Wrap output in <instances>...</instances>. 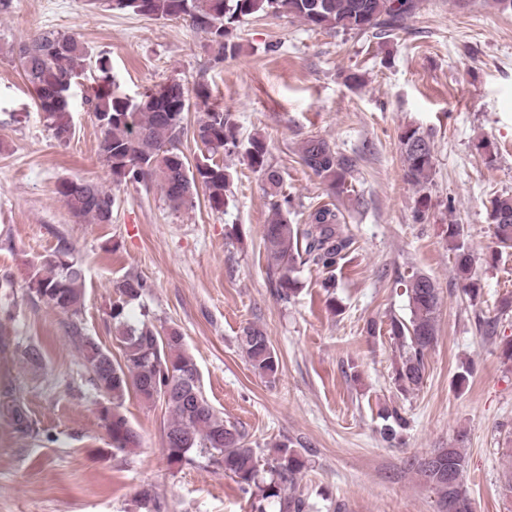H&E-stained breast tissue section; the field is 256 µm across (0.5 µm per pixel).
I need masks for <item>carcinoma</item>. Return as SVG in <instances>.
Segmentation results:
<instances>
[{
    "label": "carcinoma",
    "instance_id": "carcinoma-1",
    "mask_svg": "<svg viewBox=\"0 0 512 512\" xmlns=\"http://www.w3.org/2000/svg\"><path fill=\"white\" fill-rule=\"evenodd\" d=\"M110 10L129 11L154 19H182L203 35L212 61L221 64L240 51L236 31L243 21L257 14L288 13L314 29L356 31L385 35L402 28L415 14L419 0H105ZM89 58L88 48L73 35L41 31L18 48V61L32 86L36 105L56 141L66 144L73 135L72 89ZM104 85L88 100L100 130L99 156L112 175V182L155 184L170 208L178 211L193 206L197 187L204 188L210 208L226 206L232 175L215 161L218 154L243 153L248 165L264 177L271 198L270 215L263 226L265 249L275 261L274 288L288 302L300 292L294 273L299 268L324 275L321 287H336V270L354 251L355 241L343 228L338 211L319 206L304 224L290 221L291 202L281 196L280 173L268 161V145L260 135L242 141L231 114L209 102L206 88L194 90L195 105L202 112L193 127V139L206 153L194 168L186 165L177 144L184 135L182 114L190 108L188 91L175 83L171 90L147 88L132 100L112 87L107 58L97 60ZM405 178L423 185L433 170V144L420 128L408 126L400 135ZM300 158L305 167L338 191L347 188L355 159L336 151L324 139L303 142ZM56 193L69 213L78 220L109 224L116 197L84 179L62 178ZM490 223L501 247L512 248V195L491 200ZM448 246L454 253L456 279L473 297L477 296L474 257L464 226L448 225ZM75 248L60 237L55 248L43 257L40 268L27 282L30 295L43 300L69 319L68 333L75 339L96 388L107 399L99 419L113 452L124 453L139 446L140 439L122 412L125 399L135 394L145 402L160 400L166 407L163 422L164 449L176 462L191 461L197 452L210 464L224 470L249 496L254 512H266L265 503L279 504V512H306V501L297 493L306 462L288 442L274 445L266 473L261 474L256 451L247 435L221 415L203 394L197 365L184 347L179 328L157 326L150 319L132 324L127 307L148 292L142 277L128 274L113 284L117 299L108 317L122 356L112 358L92 336L84 334L79 321L84 305L85 272L74 256ZM408 299L409 319L393 318L387 332L401 350L394 369L397 389L409 394L423 382L425 358L437 335L440 292L428 275L415 272L401 281ZM238 346L251 367L269 384L277 381L280 358L266 330L252 322L242 327ZM382 434L396 438L405 418L395 409L384 415ZM438 503L451 512H472L471 497L463 482L468 468L464 449L452 445L413 462Z\"/></svg>",
    "mask_w": 512,
    "mask_h": 512
}]
</instances>
